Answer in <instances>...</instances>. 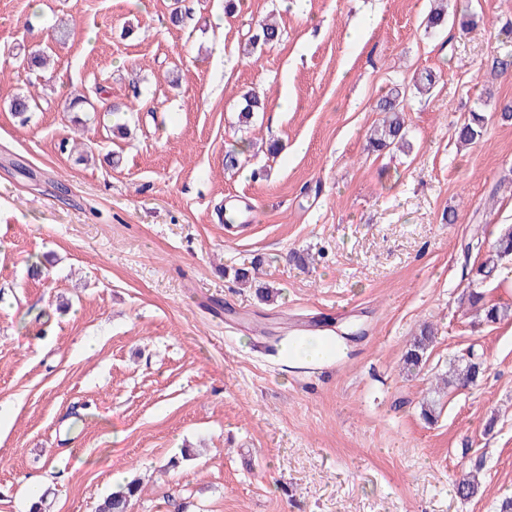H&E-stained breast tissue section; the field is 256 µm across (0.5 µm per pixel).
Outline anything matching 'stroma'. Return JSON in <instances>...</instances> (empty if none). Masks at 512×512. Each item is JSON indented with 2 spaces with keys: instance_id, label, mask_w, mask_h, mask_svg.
Instances as JSON below:
<instances>
[{
  "instance_id": "obj_1",
  "label": "stroma",
  "mask_w": 512,
  "mask_h": 512,
  "mask_svg": "<svg viewBox=\"0 0 512 512\" xmlns=\"http://www.w3.org/2000/svg\"><path fill=\"white\" fill-rule=\"evenodd\" d=\"M431 4L191 0L176 26L174 0H0V512H30L31 480L48 512H95L118 473L143 484L132 512H495L512 494V318L462 299L512 226V124L455 138L485 97L512 102V71L490 74L512 0H448L470 32L426 29ZM269 13L281 41L243 55ZM35 49L49 66L27 67ZM425 70L409 149L369 152L378 98ZM250 89L266 109L246 126ZM254 261V285L224 274ZM320 322L362 334L322 367L255 347ZM468 351L481 382L438 393ZM476 457L484 493L460 499ZM431 329L427 326L421 329L420 335L417 336L412 343L410 349L403 358L405 369L408 372L419 370L425 366L427 362V351L433 342Z\"/></svg>"
}]
</instances>
